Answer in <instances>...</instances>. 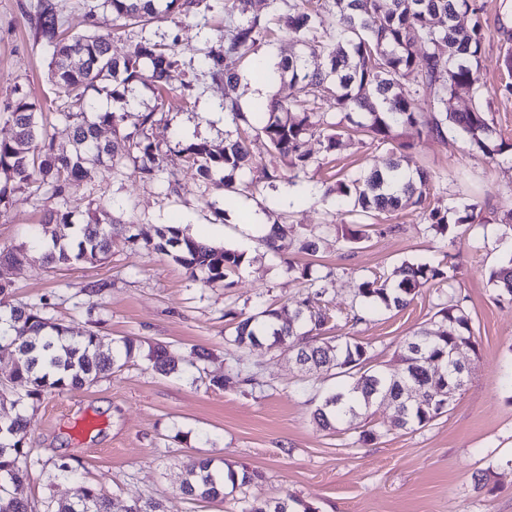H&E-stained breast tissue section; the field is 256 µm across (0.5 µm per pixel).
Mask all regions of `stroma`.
<instances>
[{
	"mask_svg": "<svg viewBox=\"0 0 512 512\" xmlns=\"http://www.w3.org/2000/svg\"><path fill=\"white\" fill-rule=\"evenodd\" d=\"M37 2L0 0V140L12 138L7 107L24 92L41 103L40 122L55 150L65 152L72 147V128L62 115L64 97L50 82L52 50L37 40L28 20ZM478 2L485 23L481 79L488 89L489 117L498 138L510 143L512 96L495 90L512 78L502 65L504 35L512 32V0ZM51 4L69 32L91 28L111 35L114 56H123L143 38L170 47L191 89L170 91L165 105H158L152 72L143 69L127 95L121 126L122 133L133 132L141 114L161 108L150 138L160 147L166 170L176 175V191H169L166 178L142 179L129 163L64 198L47 190L15 191L0 211V251L27 250L22 262L0 267L13 302L47 299L48 317L78 335L92 329L110 339L132 337L145 347L166 345L180 367L178 373L162 375L141 354L110 377L45 396L28 408L30 467L21 494L34 512H43L47 502L72 499L74 483L56 474L61 462L76 467L86 484L104 490L119 507L152 497L165 512H227L228 503L192 501L180 492L190 454L260 470L264 479L246 487L248 499L289 494L317 512H512V389L503 384L504 374L512 371V304L497 303L488 283L490 270L512 254V228L502 222L512 211V162L489 160L452 133L440 138L402 130L403 140L414 145V163L440 175L429 203L475 202L479 215L457 230L452 283L423 289L403 310L349 325L344 316L360 277L392 274L406 260H441V242L426 231L417 210L372 217L369 239L349 252L330 235L316 254L290 249L276 255L261 238L275 224L316 232L336 223L338 204L329 187L346 176L385 167L388 152L347 139L329 153L313 137L306 148L317 164L299 185L284 177L271 184L245 171L236 173L232 193L187 169L179 156L182 148L199 142L222 150L241 131L224 108L223 83L213 81L203 58L222 45L225 25L266 15L264 0H235L231 13L224 0H208V9L185 20L164 18L121 31L103 0ZM301 50L281 33L267 38L252 60L239 66L241 111L274 96H291L288 82L271 83L261 73ZM92 200L125 226L124 234L113 239L111 256L49 268L35 246L42 217L67 206L86 208ZM171 224L190 236H206L211 245L244 252L232 287L205 286L172 257L146 248L158 229ZM291 264L330 277L326 301L333 318L325 336L369 343L380 364L394 361L400 342L414 331H437V303L449 288L461 291L477 350L468 356L467 383L448 412L416 431H393L392 407L375 403L368 422L382 436L368 445L358 444L352 431L320 430L309 399L339 386L340 378L330 372L305 377L292 353L265 344L246 355L260 387L210 386V378L223 375L230 361L225 338L231 320L225 310L250 315L291 309L306 293L304 281L288 273ZM480 474L486 477L481 489L475 486Z\"/></svg>",
	"mask_w": 512,
	"mask_h": 512,
	"instance_id": "obj_1",
	"label": "stroma"
}]
</instances>
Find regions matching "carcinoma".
Segmentation results:
<instances>
[{
  "instance_id": "obj_1",
  "label": "carcinoma",
  "mask_w": 512,
  "mask_h": 512,
  "mask_svg": "<svg viewBox=\"0 0 512 512\" xmlns=\"http://www.w3.org/2000/svg\"><path fill=\"white\" fill-rule=\"evenodd\" d=\"M270 0L272 13L281 29L305 48L301 56L282 60L270 73L275 83L284 79L294 89L291 101L276 96L246 114L237 108L238 74L234 64L256 54L268 32L266 24L256 17L246 24L228 27L221 51H210L204 65L211 77L224 81V95L234 118L263 136L271 149L287 162L292 178L308 173L315 164L304 149L306 139L318 135L328 152L342 145L349 132L359 133L370 144L388 147L394 158L386 171H370L355 178H344L327 192H336L340 206L348 214L364 217L373 212L418 207L427 229L442 241L443 259L436 264L427 261H405L397 270L398 279L376 276L364 278L358 285L360 302L372 303L384 311H400L414 301L422 288L436 281L452 280L448 271L456 270L448 243L454 242L455 227L472 224L477 203L443 208L426 206L433 181L443 175H430L407 166L402 151L411 145L399 141L397 129L417 127L438 137L451 131L470 147L494 160L512 150V144L497 141L489 112L481 103L486 93L480 77L485 30L477 0ZM203 0H104L120 26H145L164 15L187 16L202 6ZM338 13L347 20V28L334 38H327V18ZM469 14L473 24L468 29L457 26L460 15ZM37 29L45 43L53 47L51 81L70 100V111L64 113L73 130V150L54 151L45 145L36 150V142L46 139L39 121L41 105L27 94L16 97L9 111L14 136L0 141V173L6 177L0 184V205L9 203L11 193L22 188L48 186L57 197L98 175L114 169L126 160L137 163L141 177L152 179L163 170L157 147L147 136L156 122V111L141 115L140 133L123 136V146L104 142L100 129L108 126L116 131L125 113L103 110L99 97L104 95L121 102L138 81L141 68L152 67L156 89H170L182 71L170 48L149 40L135 43L122 58L112 56V39L91 31L63 36L61 24L49 0H40L36 10ZM415 75L417 86L411 91L405 79ZM466 94L476 100L473 108L460 111L454 100ZM333 102L336 112L348 118L360 114L364 120L352 127L330 122L325 113L314 107L315 100ZM426 101L429 109L421 106ZM185 162L208 177L217 169L229 171L224 186L232 187V173L252 168L244 138L224 146L216 154L207 144H191L182 149ZM88 221L75 239L48 230L50 224H72L70 211L49 210L45 214L43 240L51 247L43 252V262L56 268L73 263H94L112 252V224L104 206L89 203ZM370 225L353 222L351 226L324 224L322 234L341 235L344 248L369 237ZM182 265L190 277L207 284L225 283L236 275L244 262V253L198 241L175 226L166 227L159 241L147 243ZM309 282L310 292L296 303L288 318L277 309L256 314H238L227 343L233 348L231 363L224 375L211 379V385L224 387L236 383L257 384V373L245 364L247 351L264 342L285 347L307 373L336 371L344 384L323 394L312 411L315 424L323 430H334L346 424L358 431L357 442L368 444L381 433L362 426L370 408L379 400L395 402L404 395L410 383L422 394L420 401L395 413L391 429L415 431L448 411L444 394L458 388V376L435 372L432 363H448V350L462 347L476 351L470 319L464 298L448 293V301L438 305L437 335L426 337L421 331L406 337L399 347L395 364H375L371 346L352 336L321 337L326 312L321 306L327 293L325 278L311 277L309 267L297 270ZM489 283L496 301L512 304V257L493 268ZM48 303L15 305L9 300V289L0 284V352L14 356L13 380L26 386V399L31 403L61 393L68 387L92 384L121 370L137 350L136 340L123 338L107 347L99 332L89 330L75 336L70 328L46 315ZM149 361L160 374L178 372L175 357L163 345L150 350ZM28 420L18 411L0 418V512H29L27 500L17 494L28 477V452L25 437ZM60 475L76 482L70 501L57 505L49 502L46 512H112L113 502L101 490L79 481L77 469L66 462L56 465ZM262 472L246 465L236 470L229 464L218 465L211 458L188 459L180 491L191 500L216 501L227 497L226 487L241 490L262 480ZM240 506L231 512H316L297 498L267 500L238 499ZM125 512H163L156 499L137 500Z\"/></svg>"
}]
</instances>
